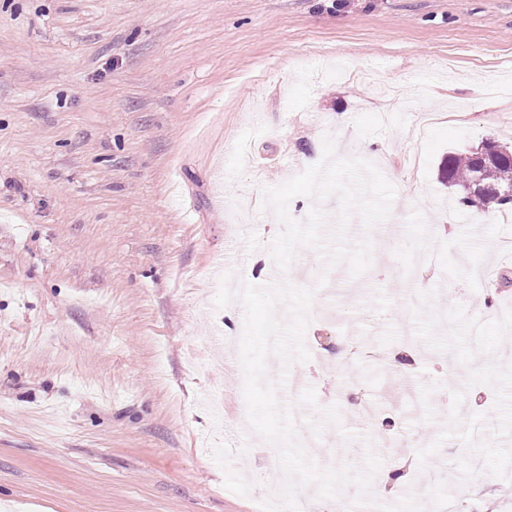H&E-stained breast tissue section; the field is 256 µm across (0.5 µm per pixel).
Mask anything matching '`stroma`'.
I'll list each match as a JSON object with an SVG mask.
<instances>
[{
  "mask_svg": "<svg viewBox=\"0 0 512 512\" xmlns=\"http://www.w3.org/2000/svg\"><path fill=\"white\" fill-rule=\"evenodd\" d=\"M489 137L512 0H0V512H261L278 454L214 300L274 268L335 316L267 377L337 467L389 419L430 512H512V221L439 175Z\"/></svg>",
  "mask_w": 512,
  "mask_h": 512,
  "instance_id": "stroma-1",
  "label": "stroma"
}]
</instances>
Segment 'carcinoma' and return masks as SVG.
Masks as SVG:
<instances>
[{"label":"carcinoma","mask_w":512,"mask_h":512,"mask_svg":"<svg viewBox=\"0 0 512 512\" xmlns=\"http://www.w3.org/2000/svg\"><path fill=\"white\" fill-rule=\"evenodd\" d=\"M488 152L495 159L480 161L474 151L451 152L441 163V179L462 190L460 203L473 215L482 217L490 210L509 209L512 198L498 197L497 191L512 188L511 150L497 141H485Z\"/></svg>","instance_id":"obj_1"}]
</instances>
